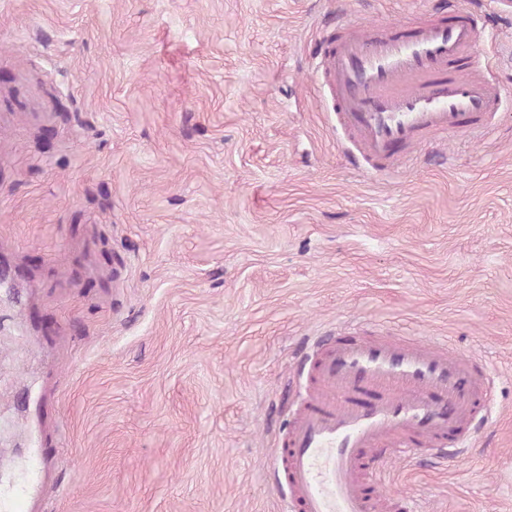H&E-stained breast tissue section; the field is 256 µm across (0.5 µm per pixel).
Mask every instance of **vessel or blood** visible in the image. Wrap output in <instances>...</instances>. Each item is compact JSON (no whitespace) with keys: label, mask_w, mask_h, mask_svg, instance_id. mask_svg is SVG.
Segmentation results:
<instances>
[{"label":"vessel or blood","mask_w":512,"mask_h":512,"mask_svg":"<svg viewBox=\"0 0 512 512\" xmlns=\"http://www.w3.org/2000/svg\"><path fill=\"white\" fill-rule=\"evenodd\" d=\"M482 28V15L458 2L367 29L345 16L319 67L336 128L356 145L352 165L391 173L422 136L489 130L504 93L490 56L476 50ZM297 373L305 393L270 477L298 512H378L384 498L365 480L370 465L386 466L398 448L463 445L474 421L490 418L482 364L444 342L343 332L314 343Z\"/></svg>","instance_id":"b4317fda"}]
</instances>
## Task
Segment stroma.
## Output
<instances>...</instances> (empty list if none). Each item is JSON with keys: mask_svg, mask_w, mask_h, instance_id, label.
I'll list each match as a JSON object with an SVG mask.
<instances>
[{"mask_svg": "<svg viewBox=\"0 0 512 512\" xmlns=\"http://www.w3.org/2000/svg\"><path fill=\"white\" fill-rule=\"evenodd\" d=\"M488 134L349 165L315 73L342 13L448 0H0V512H283L304 338H446L492 377L464 458L367 476L512 512V8Z\"/></svg>", "mask_w": 512, "mask_h": 512, "instance_id": "stroma-1", "label": "stroma"}]
</instances>
